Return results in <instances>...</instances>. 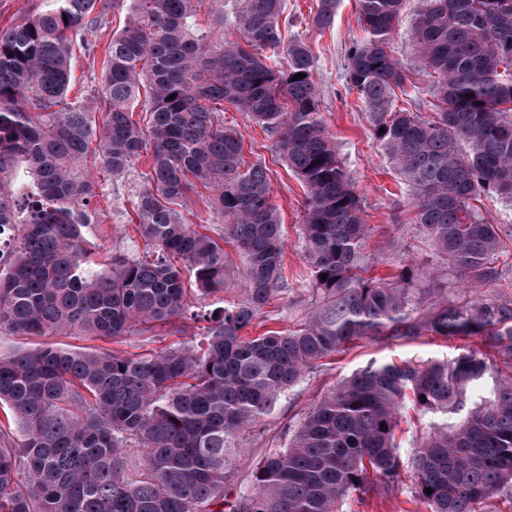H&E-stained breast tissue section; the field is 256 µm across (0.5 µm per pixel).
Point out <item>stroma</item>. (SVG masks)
<instances>
[{
    "label": "stroma",
    "mask_w": 512,
    "mask_h": 512,
    "mask_svg": "<svg viewBox=\"0 0 512 512\" xmlns=\"http://www.w3.org/2000/svg\"><path fill=\"white\" fill-rule=\"evenodd\" d=\"M318 2L285 0L288 17L285 37L304 40L316 59L319 109L327 132L335 141L339 157L350 171L363 201L364 219L370 228L365 254L374 275L389 279L411 268L417 274V288L439 290L449 302L462 304L475 297L486 296L512 303V202L498 196H484L476 203L480 215L499 226L504 243L491 261L498 271L495 279L470 285L466 273L459 267L436 258L430 241L410 220L409 188L374 141L369 119L356 92L347 90L343 84L346 52L353 42L364 36L356 0H339L333 22L324 29L313 23ZM419 2L406 0L401 23L393 39L392 53L406 68L408 77V88L405 94L400 95L398 106L426 113L431 109L432 100L428 91L429 78L409 33ZM125 17V12L114 9L102 20L95 55L75 52L72 95L93 100L101 95L106 49L113 33L123 26ZM224 125L243 134L247 161H259L268 168L273 200L280 213L286 243L288 290L270 301L249 327L248 333L256 336L269 329L285 331L296 328L319 300L312 288L309 263L302 245L306 190L276 154L273 139L245 113L232 105H225ZM149 165V156H141L131 172L115 182L104 180L100 170H92V179L102 183L92 201L96 210L94 221L83 230L93 259H102L109 252L131 255L142 250L144 242L135 233L131 217L133 197L143 188L142 175L148 171ZM202 332V323L187 321L176 331L167 326H157L145 334L115 340L76 333L54 337L53 342L71 350L117 351L134 356L197 341ZM480 346L481 341L476 337L446 340L429 335L408 342L364 340L326 359L279 399L274 410L262 422V434L243 436V450L231 467V485H238L240 477L251 472L265 449L274 446L284 427L297 424L324 392L370 360L389 363L449 361L466 349ZM343 512H427V508L414 500L408 488L404 487L389 496L367 501L349 497L343 504Z\"/></svg>",
    "instance_id": "35a3bbf8"
}]
</instances>
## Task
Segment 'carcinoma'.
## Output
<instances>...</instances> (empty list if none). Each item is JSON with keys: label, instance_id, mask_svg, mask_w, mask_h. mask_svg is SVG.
<instances>
[{"label": "carcinoma", "instance_id": "cac0c4a2", "mask_svg": "<svg viewBox=\"0 0 512 512\" xmlns=\"http://www.w3.org/2000/svg\"><path fill=\"white\" fill-rule=\"evenodd\" d=\"M46 2L0 30V333L117 338L181 319L206 326L195 346L132 357L53 345L0 355V407L11 413L0 421V512H342L351 494L387 495L408 473L428 512H478L512 487V303H428L415 272L365 276L362 200L326 131L312 51L283 40V0H235L242 40L220 45L196 24L204 0ZM111 5L127 22L107 48L103 95L70 99L73 49L94 52ZM336 5L319 0L314 24H330ZM404 5L357 0L365 36L347 51L345 82L412 188V221L437 257L488 281L502 242L473 201H512V0H421L410 37L432 77L428 119L395 105L406 87L391 49ZM276 56L284 68L270 65ZM226 103L274 138L307 188L303 241L321 300L284 333L245 334L287 290L285 242L267 168L247 163L244 136L224 128ZM146 150L133 202L143 252L90 259L82 229L97 191L83 165L118 180ZM197 184L241 265L186 224L180 208ZM232 275L242 300L190 304L186 278L206 296ZM423 335L479 336L489 352L368 362L224 496L242 434L319 361L357 341ZM485 377L494 395L478 398L472 385ZM408 400L434 421L407 454L395 427Z\"/></svg>", "mask_w": 512, "mask_h": 512}]
</instances>
